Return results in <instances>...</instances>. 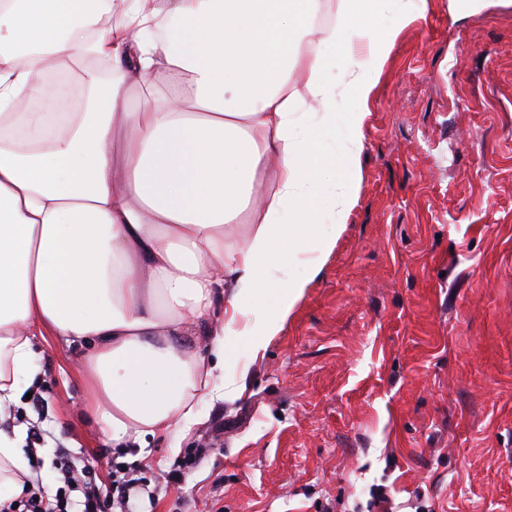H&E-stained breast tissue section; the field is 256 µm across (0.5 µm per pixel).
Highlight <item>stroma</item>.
I'll list each match as a JSON object with an SVG mask.
<instances>
[{
    "mask_svg": "<svg viewBox=\"0 0 512 512\" xmlns=\"http://www.w3.org/2000/svg\"><path fill=\"white\" fill-rule=\"evenodd\" d=\"M359 198L240 398L114 448L87 420L81 350L40 336L26 426L34 489L62 452L100 486L145 479L136 512H512V0H433L367 105Z\"/></svg>",
    "mask_w": 512,
    "mask_h": 512,
    "instance_id": "35a3bbf8",
    "label": "stroma"
}]
</instances>
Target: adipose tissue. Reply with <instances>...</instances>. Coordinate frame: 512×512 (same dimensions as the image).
<instances>
[{
  "label": "adipose tissue",
  "instance_id": "1",
  "mask_svg": "<svg viewBox=\"0 0 512 512\" xmlns=\"http://www.w3.org/2000/svg\"><path fill=\"white\" fill-rule=\"evenodd\" d=\"M430 3L340 0L322 25L323 0H0V405L48 333L80 346L112 447L239 397L224 362L266 348L335 249L366 105ZM102 7L123 20L90 33ZM85 54L112 63L86 111H19ZM25 438L0 432V493L31 480Z\"/></svg>",
  "mask_w": 512,
  "mask_h": 512
}]
</instances>
